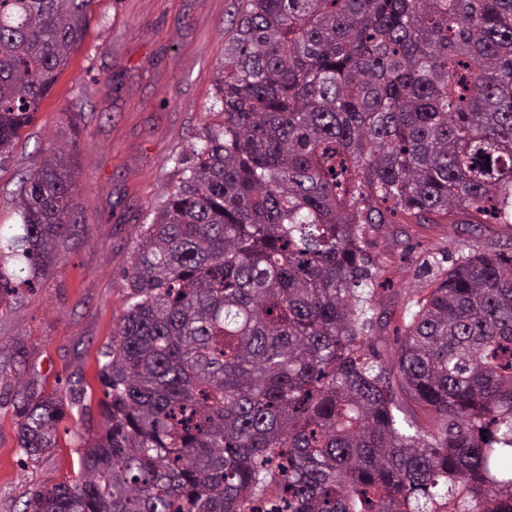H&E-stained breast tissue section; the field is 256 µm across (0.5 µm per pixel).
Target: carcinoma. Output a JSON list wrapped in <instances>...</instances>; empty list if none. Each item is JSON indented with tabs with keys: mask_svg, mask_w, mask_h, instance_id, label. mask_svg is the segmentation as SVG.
Listing matches in <instances>:
<instances>
[{
	"mask_svg": "<svg viewBox=\"0 0 512 512\" xmlns=\"http://www.w3.org/2000/svg\"><path fill=\"white\" fill-rule=\"evenodd\" d=\"M90 2L0 0V165ZM216 90L124 271L104 429L28 508L512 512V254H458L392 357L364 250L398 216L512 224V0H239ZM73 189L64 150L33 160L0 287L54 263ZM65 416L21 400L20 450Z\"/></svg>",
	"mask_w": 512,
	"mask_h": 512,
	"instance_id": "1",
	"label": "carcinoma"
}]
</instances>
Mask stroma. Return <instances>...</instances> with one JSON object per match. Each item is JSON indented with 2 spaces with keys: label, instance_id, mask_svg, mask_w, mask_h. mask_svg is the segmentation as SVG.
Instances as JSON below:
<instances>
[{
  "label": "stroma",
  "instance_id": "obj_1",
  "mask_svg": "<svg viewBox=\"0 0 512 512\" xmlns=\"http://www.w3.org/2000/svg\"><path fill=\"white\" fill-rule=\"evenodd\" d=\"M237 0H92L83 41L0 165V237L20 232L17 193L34 156L67 145L77 188L59 259L35 287L0 291V512L36 488L77 480L104 424L100 353L126 296L140 225L179 177L178 155L222 123L217 66ZM512 251V224H379L365 251L383 287L375 334L397 347L396 321L458 250ZM62 397L71 411L39 457L19 448V396Z\"/></svg>",
  "mask_w": 512,
  "mask_h": 512
}]
</instances>
